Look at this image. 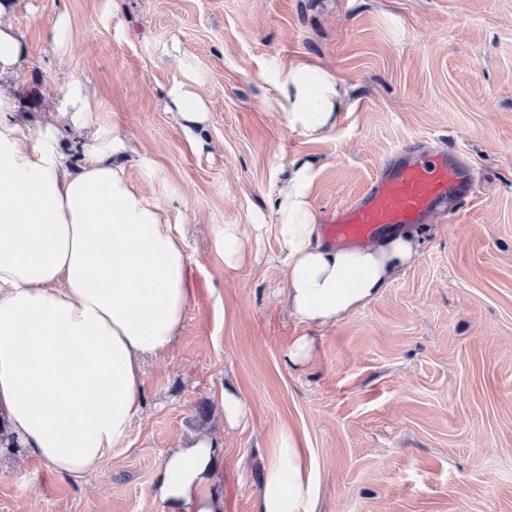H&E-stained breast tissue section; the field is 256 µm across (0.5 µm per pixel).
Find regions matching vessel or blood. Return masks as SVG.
<instances>
[{
	"label": "vessel or blood",
	"mask_w": 512,
	"mask_h": 512,
	"mask_svg": "<svg viewBox=\"0 0 512 512\" xmlns=\"http://www.w3.org/2000/svg\"><path fill=\"white\" fill-rule=\"evenodd\" d=\"M461 188L447 154L405 146L392 151L355 199L328 215L322 230L335 245L362 246L383 229L422 222Z\"/></svg>",
	"instance_id": "1"
}]
</instances>
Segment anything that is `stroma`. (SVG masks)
<instances>
[{
  "mask_svg": "<svg viewBox=\"0 0 512 512\" xmlns=\"http://www.w3.org/2000/svg\"><path fill=\"white\" fill-rule=\"evenodd\" d=\"M10 18L26 61L0 82L19 121L39 122L65 79L88 86L103 134L144 147L127 175L185 233L192 303L98 470L62 477L0 448V512H157L161 455L202 429L224 512H253L283 424L310 452L319 512H512V0H14ZM302 54L349 93L319 142L266 100L274 60ZM177 80L207 103L200 143L166 108ZM407 141L442 146L475 192L424 222L415 261L365 307L302 323L270 236L225 267L212 227L271 216L282 169L313 167L323 217ZM302 336L313 354L295 365ZM228 387L250 409L232 429Z\"/></svg>",
  "mask_w": 512,
  "mask_h": 512,
  "instance_id": "1",
  "label": "stroma"
}]
</instances>
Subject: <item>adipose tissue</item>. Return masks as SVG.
<instances>
[{"mask_svg":"<svg viewBox=\"0 0 512 512\" xmlns=\"http://www.w3.org/2000/svg\"><path fill=\"white\" fill-rule=\"evenodd\" d=\"M269 105L313 142L333 131L346 87L308 55L272 66ZM181 133L209 120L203 97L184 84L166 93ZM83 135L93 160L68 166L64 130ZM138 146L102 139L92 96L78 79L34 128L15 115L0 85V421L54 473L98 470L144 409L145 365L180 336L191 304L184 235L163 206L128 180ZM315 174L293 168L273 206L272 233L285 255L286 298L301 321L326 324L387 288L418 252L406 227L361 248L322 240L311 204ZM205 430L168 450L157 470L161 512H224ZM317 477L296 434L279 426L262 458L253 512H316Z\"/></svg>","mask_w":512,"mask_h":512,"instance_id":"adipose-tissue-1","label":"adipose tissue"}]
</instances>
